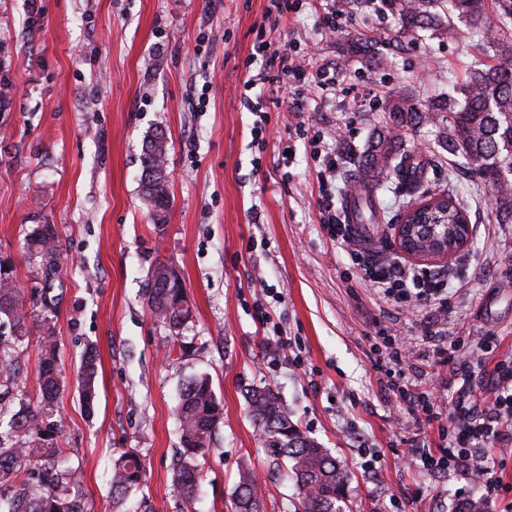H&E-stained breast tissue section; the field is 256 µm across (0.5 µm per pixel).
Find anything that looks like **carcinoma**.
<instances>
[{
    "instance_id": "obj_1",
    "label": "carcinoma",
    "mask_w": 512,
    "mask_h": 512,
    "mask_svg": "<svg viewBox=\"0 0 512 512\" xmlns=\"http://www.w3.org/2000/svg\"><path fill=\"white\" fill-rule=\"evenodd\" d=\"M397 11L401 32L426 29L436 36L452 35L455 20L463 19L484 34L494 64L473 72L463 89L464 103L448 100V114L420 110L397 94L389 104L390 123L383 138L357 161L362 177L349 184L362 208L375 216L380 179L394 180L410 194L424 186L432 161L403 147L400 132L426 123L443 125L448 151L459 154L483 176L496 203L497 221L512 223V0H497V21L488 16L487 0H388ZM168 140L157 132L147 141L142 155V194L152 209L154 221L163 224L171 206L169 174L165 165ZM399 224H436L439 238L446 226L468 223L465 210L450 195L438 196L430 208L397 218ZM30 257L53 267L59 257V236L54 225L41 224L28 240ZM188 302L184 284L159 288L150 277L148 304L151 313L171 336L180 338L189 317H179L176 305ZM0 316L25 329L24 300L13 280L11 266L0 262ZM20 339L0 336V377L10 380L16 368L9 364L12 343ZM45 354L39 365L40 405L26 404L11 413L8 429L0 431V512H84L76 493L80 477L60 467L59 448L54 442V424L48 421L60 390V372L55 356L56 340L51 331L43 337ZM97 356L86 352L81 369L82 398L87 410L96 399ZM248 415L267 451L285 460L298 495V512H341L349 482L347 471L328 450L296 427L288 408L269 387L246 393ZM176 416L182 455L173 474V484L186 502L197 497L200 470L196 461L204 454L219 427L222 408L208 376L190 378L183 386ZM143 464L135 453H124L115 462L113 493L123 495L138 484ZM262 489L252 468L242 467L234 491L235 512H261Z\"/></svg>"
}]
</instances>
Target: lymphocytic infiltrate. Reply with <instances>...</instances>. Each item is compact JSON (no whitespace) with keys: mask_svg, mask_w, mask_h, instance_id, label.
<instances>
[{"mask_svg":"<svg viewBox=\"0 0 512 512\" xmlns=\"http://www.w3.org/2000/svg\"><path fill=\"white\" fill-rule=\"evenodd\" d=\"M258 64L262 82L283 87L287 82L304 86L308 93L327 89L329 78L321 70H308L297 63L287 43L272 44L267 39L255 43L249 57ZM321 224L327 234L347 247L360 280L398 306H413L414 302L442 297L448 291V272H420L402 261L374 263L352 246L350 225L336 221V213L323 207ZM493 390L460 388L449 399L434 391L411 393L400 390L399 396L408 400L427 421L448 419V443L439 448L425 445L411 449L410 459L420 469L430 473L445 472L460 477H477L488 496L499 492L494 474L496 460L489 448L512 446V359L499 360L494 368Z\"/></svg>","mask_w":512,"mask_h":512,"instance_id":"1","label":"lymphocytic infiltrate"}]
</instances>
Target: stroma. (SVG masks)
Instances as JSON below:
<instances>
[{"instance_id":"obj_1","label":"stroma","mask_w":512,"mask_h":512,"mask_svg":"<svg viewBox=\"0 0 512 512\" xmlns=\"http://www.w3.org/2000/svg\"><path fill=\"white\" fill-rule=\"evenodd\" d=\"M269 0H0V260L9 262L28 312L13 345L14 384L0 407L39 400L43 329L58 343L63 390L54 407L55 444L81 476L86 512H234L242 462L263 489L262 512H297L296 487L263 447L246 415L248 388L268 386L292 421L328 448L350 476L344 512H461L479 499L474 481L429 474L404 451L441 445L438 423L387 386L376 366L383 328L417 337L398 386L420 391L441 375L462 384L455 364L434 355L437 336H497L494 359L472 355L477 384L491 385L495 359L512 355V223H498L493 196L462 157H450L438 126L404 130V147L432 159L426 191L454 190L473 236L450 262L465 286L447 310L426 303L403 315L352 275L345 250L320 223L322 185L304 139L321 131L336 155L335 209L353 162L384 130L400 92L422 108L444 105L476 66L490 64L481 37L400 33L384 0H296L276 19ZM336 10L342 28L323 34ZM212 31L214 43L200 41ZM292 43L300 59L336 73L334 90L290 109L284 92L245 89L244 61L258 34ZM205 92L203 107L194 94ZM263 97L275 129L255 144L242 94ZM165 131L172 206L153 220L141 194L146 141ZM291 160H283V152ZM380 218L366 229L375 251L398 254L390 225L415 196L388 184ZM55 225L58 269L28 262L27 238ZM180 276L193 309L170 351L169 333L147 304L157 263ZM54 299L42 312L41 296ZM97 353V402L86 411L77 374ZM205 373L223 421L198 462L200 492L186 507L172 485L180 446L174 407L186 381ZM378 459L362 465V451ZM132 451L140 484L112 494V467Z\"/></svg>"}]
</instances>
